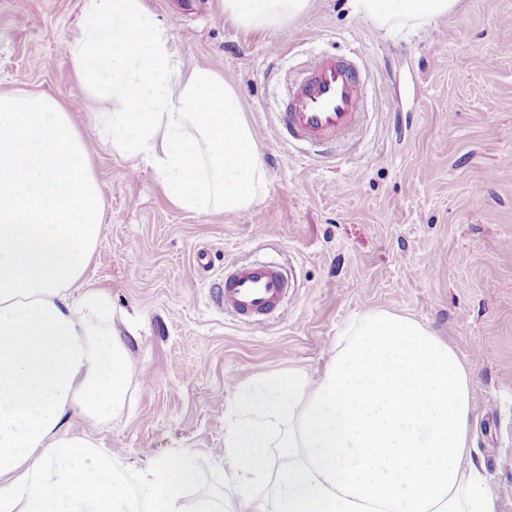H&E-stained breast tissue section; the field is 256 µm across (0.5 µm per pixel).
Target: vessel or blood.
Returning <instances> with one entry per match:
<instances>
[{"label": "vessel or blood", "instance_id": "b4317fda", "mask_svg": "<svg viewBox=\"0 0 512 512\" xmlns=\"http://www.w3.org/2000/svg\"><path fill=\"white\" fill-rule=\"evenodd\" d=\"M278 114L284 136L314 143L357 139L363 129V84L352 61L328 54L285 76ZM291 286L279 267L226 262L221 303L225 312L251 323L275 310Z\"/></svg>", "mask_w": 512, "mask_h": 512}]
</instances>
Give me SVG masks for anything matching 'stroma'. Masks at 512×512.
<instances>
[{
  "label": "stroma",
  "mask_w": 512,
  "mask_h": 512,
  "mask_svg": "<svg viewBox=\"0 0 512 512\" xmlns=\"http://www.w3.org/2000/svg\"><path fill=\"white\" fill-rule=\"evenodd\" d=\"M185 67L205 64L238 91L267 168L250 212L176 207L152 169L95 130L67 45L81 0H0V93L68 104L88 135L104 220L88 287L105 292L127 340L130 387L121 416L88 435L137 488L146 463L192 458L182 499H230L224 425L265 377L317 379L359 314L410 317L470 370L472 438L497 512H512V0H462L424 26L379 28L345 0H314L280 33L239 30L224 0H148ZM356 52L369 67L370 113L358 142L327 158L280 139L279 78L305 56ZM455 112H446L447 101ZM272 259L293 287L273 317L246 325L213 300L224 264Z\"/></svg>",
  "instance_id": "35a3bbf8"
}]
</instances>
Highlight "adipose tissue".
Segmentation results:
<instances>
[{"instance_id": "adipose-tissue-1", "label": "adipose tissue", "mask_w": 512, "mask_h": 512, "mask_svg": "<svg viewBox=\"0 0 512 512\" xmlns=\"http://www.w3.org/2000/svg\"><path fill=\"white\" fill-rule=\"evenodd\" d=\"M461 0H347L380 27L424 25ZM313 0H224L238 28L281 32ZM81 92L99 105L112 147L150 165L180 209L243 213L267 187L239 94L215 71L185 68L145 0H82L69 43ZM104 205L85 139L44 95L0 94V512H223L180 490L195 465L172 458L140 473V491L71 427L116 416L129 350L93 324L106 295L86 286ZM471 377L455 350L393 312L357 316L321 378L296 368L264 378L224 427L230 479L266 478L272 433L288 461L272 501L253 512H496L469 447Z\"/></svg>"}]
</instances>
